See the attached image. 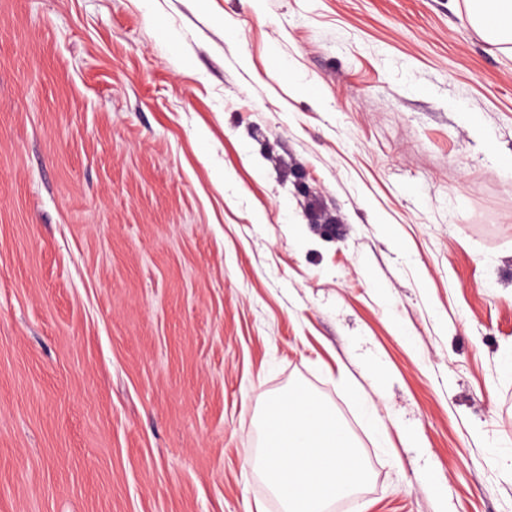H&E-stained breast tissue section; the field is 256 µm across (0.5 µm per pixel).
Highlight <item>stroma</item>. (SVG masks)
Segmentation results:
<instances>
[{
	"label": "stroma",
	"instance_id": "1",
	"mask_svg": "<svg viewBox=\"0 0 512 512\" xmlns=\"http://www.w3.org/2000/svg\"><path fill=\"white\" fill-rule=\"evenodd\" d=\"M510 157L466 0H0V512H282L296 381L333 512H512Z\"/></svg>",
	"mask_w": 512,
	"mask_h": 512
}]
</instances>
